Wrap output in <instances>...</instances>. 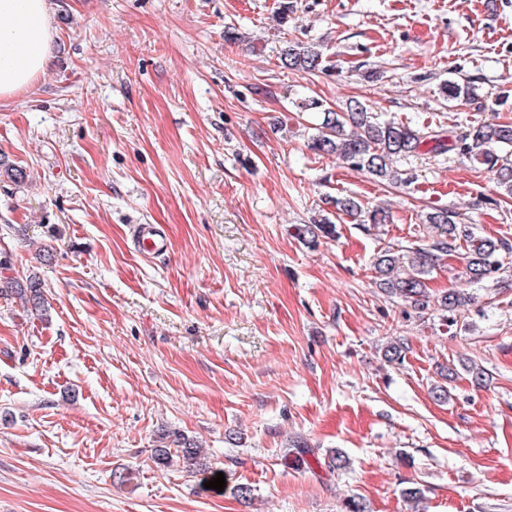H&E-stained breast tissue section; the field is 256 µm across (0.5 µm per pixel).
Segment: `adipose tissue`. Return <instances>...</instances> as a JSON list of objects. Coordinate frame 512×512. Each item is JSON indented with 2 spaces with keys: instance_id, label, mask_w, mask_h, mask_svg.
I'll return each instance as SVG.
<instances>
[{
  "instance_id": "ef3b65f1",
  "label": "adipose tissue",
  "mask_w": 512,
  "mask_h": 512,
  "mask_svg": "<svg viewBox=\"0 0 512 512\" xmlns=\"http://www.w3.org/2000/svg\"><path fill=\"white\" fill-rule=\"evenodd\" d=\"M49 0H0V101L27 89L49 60Z\"/></svg>"
}]
</instances>
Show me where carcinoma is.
I'll use <instances>...</instances> for the list:
<instances>
[{
	"mask_svg": "<svg viewBox=\"0 0 512 512\" xmlns=\"http://www.w3.org/2000/svg\"><path fill=\"white\" fill-rule=\"evenodd\" d=\"M283 67L312 73L323 69L322 50L310 43L288 41L279 53ZM439 94L448 102H474L479 99L475 82L448 80ZM302 111L318 114L315 134L308 146L315 154L336 157L352 168L391 183L401 180L396 160L416 156L424 151L437 155L453 154L461 161L496 169L500 195L512 199V161L502 162V155L512 156V123L483 122L470 127L457 140L448 143L437 134L427 135L409 125L395 121H376L361 101L353 98L338 111L311 98L301 103ZM335 212L321 216L312 224L295 225V235L313 247L321 238L336 236V225L349 217L360 224H386L388 212L377 207L363 208L354 196L333 200ZM424 228L428 240L405 249L388 246L373 258L375 283L386 296L397 298L424 314L442 312L451 323L471 304L473 296L463 288H450L440 295L428 291V277L450 257L462 256L467 283L480 285L493 279L505 266L512 265V245L501 239L480 235L468 224L456 222L455 214L440 209L428 214ZM17 296L38 316L46 311L41 282L32 277L20 282L0 277V295ZM182 458L201 459L199 444L183 435L173 440Z\"/></svg>",
	"mask_w": 512,
	"mask_h": 512,
	"instance_id": "carcinoma-1",
	"label": "carcinoma"
}]
</instances>
